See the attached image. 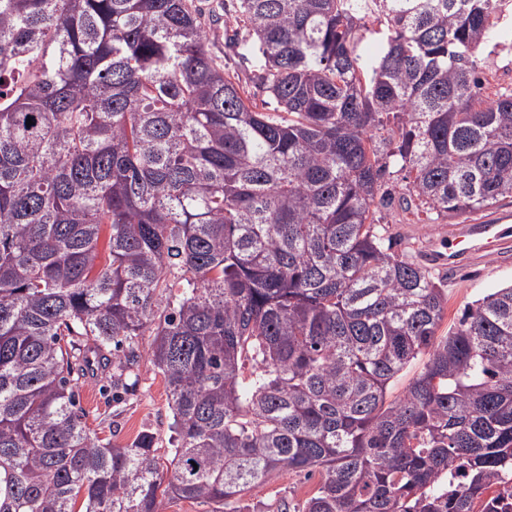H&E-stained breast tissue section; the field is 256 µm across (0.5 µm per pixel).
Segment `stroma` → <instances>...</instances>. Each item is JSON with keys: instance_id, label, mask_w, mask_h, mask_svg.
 I'll return each mask as SVG.
<instances>
[{"instance_id": "1", "label": "stroma", "mask_w": 512, "mask_h": 512, "mask_svg": "<svg viewBox=\"0 0 512 512\" xmlns=\"http://www.w3.org/2000/svg\"><path fill=\"white\" fill-rule=\"evenodd\" d=\"M211 50L229 71L247 77L262 65L260 56L251 44L228 47V33L223 23L208 25ZM480 59L487 78L488 92L512 85V15L502 21L498 34L482 49ZM380 222L386 228L385 239L395 253L408 254L411 260H425L432 239L447 229L448 219L426 221L424 215L401 208L380 209ZM448 291V313L445 325H453L461 310L496 288L512 284V252L506 257L489 256L483 261H464L456 267L438 269ZM102 380H88L79 384L76 393L83 410L84 421L91 436L110 441L122 447L138 432L151 430L158 438L160 448L171 446L172 414L168 404L166 383L149 359H142L138 381L124 400L113 402L111 392L103 391ZM319 473H285L270 484L253 491L252 497L270 503L283 500L302 503L314 495L319 487Z\"/></svg>"}]
</instances>
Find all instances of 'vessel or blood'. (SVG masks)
Masks as SVG:
<instances>
[{
	"instance_id": "b4317fda",
	"label": "vessel or blood",
	"mask_w": 512,
	"mask_h": 512,
	"mask_svg": "<svg viewBox=\"0 0 512 512\" xmlns=\"http://www.w3.org/2000/svg\"><path fill=\"white\" fill-rule=\"evenodd\" d=\"M512 242V214H501L491 222H462L449 227L446 240L436 251L438 262L457 265L462 258L493 254Z\"/></svg>"
}]
</instances>
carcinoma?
I'll return each mask as SVG.
<instances>
[{
  "mask_svg": "<svg viewBox=\"0 0 512 512\" xmlns=\"http://www.w3.org/2000/svg\"><path fill=\"white\" fill-rule=\"evenodd\" d=\"M510 11L236 0L258 103L194 0H0V512H475L512 470V284L438 335L447 289L385 250L377 196L392 163L430 219L512 199V88L477 57ZM147 331L164 466L76 401L127 388ZM315 470L300 508L245 504ZM159 512H212L214 505L189 500L160 498Z\"/></svg>",
  "mask_w": 512,
  "mask_h": 512,
  "instance_id": "1",
  "label": "carcinoma"
}]
</instances>
